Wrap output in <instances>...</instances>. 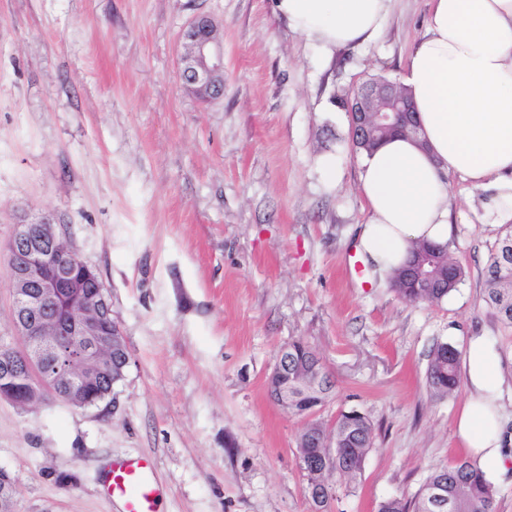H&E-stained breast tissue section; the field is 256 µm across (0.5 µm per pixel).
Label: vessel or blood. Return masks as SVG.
Here are the masks:
<instances>
[{
    "instance_id": "obj_1",
    "label": "vessel or blood",
    "mask_w": 512,
    "mask_h": 512,
    "mask_svg": "<svg viewBox=\"0 0 512 512\" xmlns=\"http://www.w3.org/2000/svg\"><path fill=\"white\" fill-rule=\"evenodd\" d=\"M151 471L150 461L141 457L114 461L103 483L106 495L120 500L124 512H157V491Z\"/></svg>"
}]
</instances>
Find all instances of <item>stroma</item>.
<instances>
[{
	"mask_svg": "<svg viewBox=\"0 0 512 512\" xmlns=\"http://www.w3.org/2000/svg\"><path fill=\"white\" fill-rule=\"evenodd\" d=\"M431 0H391L366 44L327 54L274 0H0V249L25 212L96 270L129 366L115 402L0 399V470L14 512H122L102 488L113 460L153 465L160 512H310L299 416L267 381L281 348L317 351L333 426L364 412L375 447L333 512L412 497L465 456V391L431 396L432 350L489 336L512 380V328L484 302L502 232L482 195L449 179L466 213L448 242L466 276L438 304L350 267L365 220L361 159L344 103L361 83L402 80ZM213 18L224 94L182 85L180 34Z\"/></svg>",
	"mask_w": 512,
	"mask_h": 512,
	"instance_id": "1",
	"label": "stroma"
}]
</instances>
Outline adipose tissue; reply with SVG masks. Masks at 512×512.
I'll return each mask as SVG.
<instances>
[{
	"label": "adipose tissue",
	"instance_id": "1",
	"mask_svg": "<svg viewBox=\"0 0 512 512\" xmlns=\"http://www.w3.org/2000/svg\"><path fill=\"white\" fill-rule=\"evenodd\" d=\"M391 0H275L290 26L326 51L372 40ZM419 137L382 143L362 162L367 220L357 248L375 273L399 267L419 244L451 234L448 178L485 195L484 210L512 221V0H431L425 31L403 80ZM456 434L486 476L512 469L503 451L512 418L501 410L506 379L496 346L469 336Z\"/></svg>",
	"mask_w": 512,
	"mask_h": 512
}]
</instances>
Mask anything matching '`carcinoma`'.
<instances>
[{
    "instance_id": "1",
    "label": "carcinoma",
    "mask_w": 512,
    "mask_h": 512,
    "mask_svg": "<svg viewBox=\"0 0 512 512\" xmlns=\"http://www.w3.org/2000/svg\"><path fill=\"white\" fill-rule=\"evenodd\" d=\"M465 277L464 269L448 253V248L419 245L407 265L391 277L394 289L412 302L440 303L456 290ZM486 304L497 317L512 325V226L508 227L490 258L486 278ZM301 355L299 372L314 374L321 369V358L302 340L290 343ZM461 353L443 343L432 352L427 369V386L435 397L454 392L460 381ZM336 436V470L325 480L331 495H336L334 477L356 478L374 447V428L367 415L358 410L343 411L331 430ZM440 487L448 496V512H493L495 489L491 481L468 459L435 469L424 488L405 499L391 497L381 501L377 512H430L428 486Z\"/></svg>"
}]
</instances>
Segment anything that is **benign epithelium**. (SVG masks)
Returning a JSON list of instances; mask_svg holds the SVG:
<instances>
[{"label":"benign epithelium","instance_id":"obj_1","mask_svg":"<svg viewBox=\"0 0 512 512\" xmlns=\"http://www.w3.org/2000/svg\"><path fill=\"white\" fill-rule=\"evenodd\" d=\"M214 22L207 15L194 17L182 33L183 51L178 58L182 84L204 99L223 93L224 47L211 33ZM391 81H371L347 100L351 136L358 140L367 131V116L383 128L400 127L418 133L408 114L410 103L394 95ZM6 278L13 293V324L17 344H0V399L26 404V393L49 396L64 391V402L77 408L97 406L102 395L91 397L90 384L112 377V388L124 380L129 355L120 324L102 283L88 290L85 282L94 271L70 250L56 229L51 213L24 215L7 245ZM296 359L289 347L280 351L269 377L271 399L286 410L315 422L316 410L324 405L322 376L307 382L302 395L289 391ZM306 473V493L311 512H326L324 472L336 464L325 430L308 434L298 448ZM15 484L0 471V509L11 508Z\"/></svg>","mask_w":512,"mask_h":512}]
</instances>
